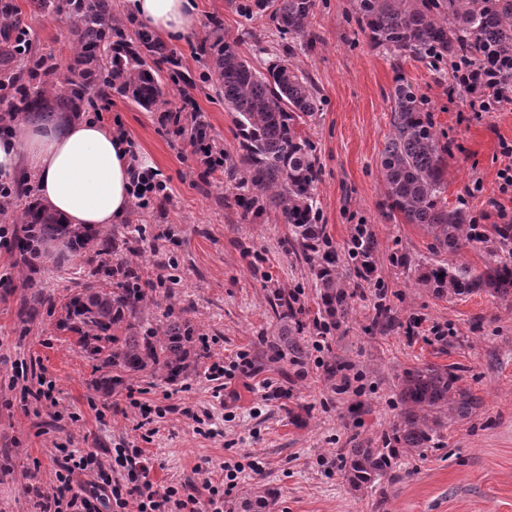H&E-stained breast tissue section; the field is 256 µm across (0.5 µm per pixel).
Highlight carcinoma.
I'll use <instances>...</instances> for the list:
<instances>
[{
	"mask_svg": "<svg viewBox=\"0 0 512 512\" xmlns=\"http://www.w3.org/2000/svg\"><path fill=\"white\" fill-rule=\"evenodd\" d=\"M30 11L64 16L66 39L73 52L68 73L60 71L51 52L40 53L24 39L19 7L0 0V87L14 88L3 109L18 120L52 122L78 116L95 102L120 95L148 112L168 105L164 85L186 92L196 87L184 72L181 56L166 41L132 15L120 18L112 0H29ZM272 9L278 32L312 45L315 0H238L237 12L247 20ZM356 22L371 43L394 60L493 63L512 85V0H356ZM204 76L217 82L224 107L234 112L241 154L224 157V179L237 189L242 217L252 219L272 211L288 225V240L310 265L317 296L329 325L349 318L353 294L338 272V257L319 223L316 186L319 167L314 144L302 135L301 123L319 110L314 85L299 76L288 57L293 45L275 56L262 73L224 39L218 20L201 48ZM393 133L380 157L391 219L415 224L431 238L435 254L458 255L468 245H484L492 263L478 269L467 263L427 262L415 266L416 282L438 298L454 300L489 294L512 302V224L477 229L462 208H448L443 193L448 144L435 128L425 100L405 76L392 91ZM22 234L16 238L20 259L29 275L23 287L33 288L37 262L61 263L89 253L100 265L86 276L101 273L112 285L96 284L55 300L42 291L22 302V314L34 317L44 304L58 311L56 328L71 334L84 357L94 362L95 388L107 397L129 381L149 378L168 384L185 378L205 357L198 330L189 320L164 315L153 319L158 305L153 288L122 252L127 236L101 226L66 224L36 201L21 213ZM378 241L366 224L355 225L346 257L358 278L369 282L379 262ZM277 335L269 344L275 356L303 364L307 345L300 337L303 309L295 297L277 293L272 304ZM458 376L447 367L426 364L406 371L399 381L398 419L382 447L372 442L343 449L342 464L349 484L374 486L390 473L400 457L416 454L434 440L451 414L464 419L478 407V398L457 386ZM276 489L258 486L242 503L243 512H279Z\"/></svg>",
	"mask_w": 512,
	"mask_h": 512,
	"instance_id": "cac0c4a2",
	"label": "carcinoma"
}]
</instances>
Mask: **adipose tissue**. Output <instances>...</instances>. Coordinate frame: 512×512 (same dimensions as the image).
I'll return each mask as SVG.
<instances>
[{"label":"adipose tissue","instance_id":"obj_1","mask_svg":"<svg viewBox=\"0 0 512 512\" xmlns=\"http://www.w3.org/2000/svg\"><path fill=\"white\" fill-rule=\"evenodd\" d=\"M140 23L176 41L199 22L196 0H128ZM132 169L117 132L88 118L20 124L0 138V175L27 171L44 203L69 224L110 226L127 216Z\"/></svg>","mask_w":512,"mask_h":512}]
</instances>
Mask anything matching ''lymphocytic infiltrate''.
<instances>
[{
    "label": "lymphocytic infiltrate",
    "instance_id": "obj_1",
    "mask_svg": "<svg viewBox=\"0 0 512 512\" xmlns=\"http://www.w3.org/2000/svg\"><path fill=\"white\" fill-rule=\"evenodd\" d=\"M498 72L493 68L458 70L454 84L465 92V103L472 114L493 111L497 99L494 91ZM126 468L124 480L113 478L114 466ZM150 461L141 449L119 448L115 451L113 466H106L94 453L77 455L67 453L60 470L56 473V484L52 491L27 486V493L34 500L36 512H224V491L204 481L206 498L180 495L177 488H158L150 478ZM92 476L91 491H76L75 476Z\"/></svg>",
    "mask_w": 512,
    "mask_h": 512
}]
</instances>
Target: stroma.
<instances>
[{
	"instance_id": "obj_1",
	"label": "stroma",
	"mask_w": 512,
	"mask_h": 512,
	"mask_svg": "<svg viewBox=\"0 0 512 512\" xmlns=\"http://www.w3.org/2000/svg\"><path fill=\"white\" fill-rule=\"evenodd\" d=\"M237 43L257 70H265L283 41L269 19L246 21L235 0H200L198 25L175 48L198 78L191 96L225 153L237 155L234 116L219 89L202 81L198 47L212 19ZM37 50H52L67 66L70 47L62 17L27 15ZM317 40L296 45L293 65L317 86L320 108L308 118L320 170V221L337 250L352 229L370 225L379 242L376 284L358 282L348 264L339 270L354 291L352 313L339 327L324 328L314 278L288 245L287 225L274 214L242 220L230 184L202 177L190 147L126 98L98 102L107 127L122 125L139 154L149 158L164 184L148 207H131L116 232L139 227L125 258L148 279L161 311L190 319L207 345L196 371L175 384L137 379L112 397L97 393L92 361L59 333L44 310L30 319L19 307L26 290L17 251L0 247V512H33L29 483H56L55 443L110 461L117 444L143 449L153 463L150 478L200 495L204 479L220 481L239 465L237 485L224 512H240L253 487L280 494V512H512V306L486 294L448 301L416 284L414 267L430 259V239L413 224L386 217L379 160L391 133L389 93L404 75L423 95L436 128L449 146V206L470 216L502 204L497 172L501 142H512V104L473 117L448 95V65L408 59L394 65L355 21L354 0H316ZM297 294L304 308L303 367L275 359L268 347L277 319L268 297ZM454 333L441 341L409 339V318ZM248 353L251 377L211 379V362ZM423 364L454 367L459 385L480 400L467 419L449 417L432 447L402 458L397 480L351 490L341 470L343 449L380 444L397 419L396 384ZM46 374L56 383L59 420L41 403L22 406L25 379ZM157 416L139 427L137 402Z\"/></svg>"
}]
</instances>
